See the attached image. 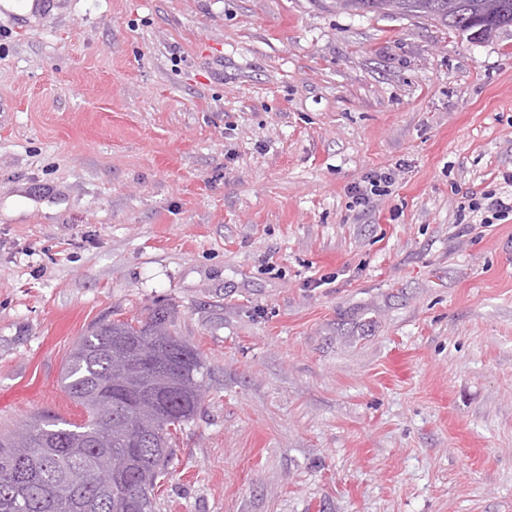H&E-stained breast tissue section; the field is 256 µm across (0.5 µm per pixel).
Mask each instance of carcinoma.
<instances>
[{
	"label": "carcinoma",
	"instance_id": "carcinoma-1",
	"mask_svg": "<svg viewBox=\"0 0 512 512\" xmlns=\"http://www.w3.org/2000/svg\"><path fill=\"white\" fill-rule=\"evenodd\" d=\"M360 13L436 22L450 31L489 35L512 29V0H339ZM167 308L144 319L103 320L67 358L62 390L83 416L37 413L16 432L0 431V512H154L155 489L168 475L178 431L201 410L209 368L172 334ZM110 390L112 409L96 398Z\"/></svg>",
	"mask_w": 512,
	"mask_h": 512
}]
</instances>
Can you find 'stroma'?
Wrapping results in <instances>:
<instances>
[{
	"instance_id": "obj_1",
	"label": "stroma",
	"mask_w": 512,
	"mask_h": 512,
	"mask_svg": "<svg viewBox=\"0 0 512 512\" xmlns=\"http://www.w3.org/2000/svg\"><path fill=\"white\" fill-rule=\"evenodd\" d=\"M0 8V429L169 308L201 411L155 512H512V31L336 0ZM390 173L367 210L349 190ZM482 200H490L489 203H481L480 200L471 199V203L469 207L472 212H478L482 209L486 210L485 212L490 213L491 217L486 216L481 220L482 224H494L493 220H504L509 214H512V195L510 194L509 198L504 197H495V193H484L481 194ZM483 206H486L483 208Z\"/></svg>"
}]
</instances>
